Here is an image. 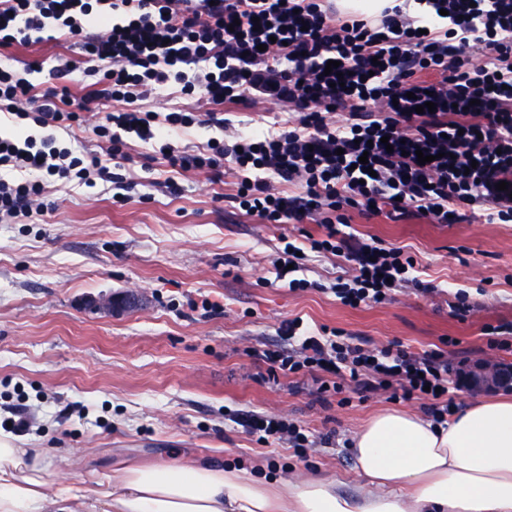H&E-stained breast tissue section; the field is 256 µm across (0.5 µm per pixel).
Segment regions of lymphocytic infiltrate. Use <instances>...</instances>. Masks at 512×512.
<instances>
[{"mask_svg":"<svg viewBox=\"0 0 512 512\" xmlns=\"http://www.w3.org/2000/svg\"><path fill=\"white\" fill-rule=\"evenodd\" d=\"M381 19L341 14L329 0H0V50L28 45L52 29L80 45L93 81L92 96L126 102L92 128L102 154H76L56 132L80 115L62 109L56 89L33 95L32 84L0 59V110L42 136L0 137V218L32 217L44 207L51 179L92 185L111 180L125 136L147 142L192 127V112H140L135 98L175 83L183 94L205 96L208 121L217 107L259 100L294 104L298 117L276 131L250 133L227 145L210 139L197 154L170 147L172 169L238 176L232 203L269 224L318 218L321 234L310 251L346 256L352 278L334 293L352 307L385 302L409 282L417 262L380 241L353 242L348 209L393 221L435 224L512 223V0H414ZM272 43L273 57L259 52ZM339 64L326 73L328 61ZM435 72V81L424 80ZM433 102L435 112L416 113ZM346 113L345 122L332 121ZM429 155L428 163L418 161ZM295 186L273 191L267 174ZM506 190H498L499 182ZM285 326V347L264 350L267 376H310L319 392L341 393L343 382L395 401H426L434 423L456 408V387L439 351L412 353L398 341L369 350L343 331L302 333ZM251 434L266 445L288 438L296 455L310 440L300 425L251 416Z\"/></svg>","mask_w":512,"mask_h":512,"instance_id":"lymphocytic-infiltrate-1","label":"lymphocytic infiltrate"}]
</instances>
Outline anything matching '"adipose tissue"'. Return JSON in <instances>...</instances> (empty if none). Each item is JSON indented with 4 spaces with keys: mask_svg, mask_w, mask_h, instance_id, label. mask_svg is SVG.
<instances>
[{
    "mask_svg": "<svg viewBox=\"0 0 512 512\" xmlns=\"http://www.w3.org/2000/svg\"><path fill=\"white\" fill-rule=\"evenodd\" d=\"M352 450L365 483L351 493L318 474L294 482L200 461L54 490L46 449L0 441V512H512V399H473L444 426L383 410Z\"/></svg>",
    "mask_w": 512,
    "mask_h": 512,
    "instance_id": "ef3b65f1",
    "label": "adipose tissue"
}]
</instances>
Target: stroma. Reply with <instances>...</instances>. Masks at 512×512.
Listing matches in <instances>:
<instances>
[{"label": "stroma", "mask_w": 512, "mask_h": 512, "mask_svg": "<svg viewBox=\"0 0 512 512\" xmlns=\"http://www.w3.org/2000/svg\"><path fill=\"white\" fill-rule=\"evenodd\" d=\"M14 53L36 93L53 85L82 96L81 71L50 76L82 63L77 46L55 35ZM137 105L210 109L206 98L183 96L174 85ZM123 108L91 101L68 144L96 150L93 125ZM286 117L272 100L235 108L224 140ZM126 151L112 162L116 180L53 184L42 214L0 220V424L26 419L17 437L56 455L53 486L92 484L122 464L190 459L240 462L295 480L318 472L354 491L361 479L351 438L393 403L350 390L342 405L320 399L305 379H262L259 355L283 345V325L300 317L372 349L393 340L416 354L439 348L453 370L487 357L485 325L512 322V223L395 222L352 211L356 238L404 248L423 268L421 284L354 308L332 292L337 277L353 273L344 257L308 253L303 290L276 277L282 238L317 234L316 223H263L228 202L237 190L232 172L217 181L172 171L154 143L131 140ZM127 290L141 294L140 306L109 315L86 305ZM461 290L472 306L463 317L450 312ZM254 414L304 426L312 440L305 458L284 440L258 445L246 426Z\"/></svg>", "instance_id": "obj_1"}]
</instances>
